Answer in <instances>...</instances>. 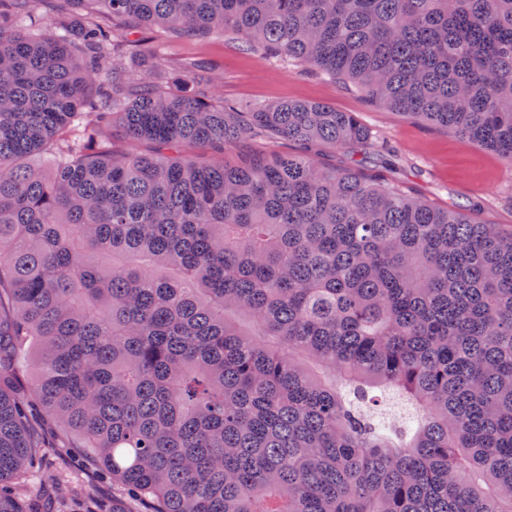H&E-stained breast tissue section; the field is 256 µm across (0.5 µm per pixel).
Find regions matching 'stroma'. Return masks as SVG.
Here are the masks:
<instances>
[{
    "label": "stroma",
    "mask_w": 512,
    "mask_h": 512,
    "mask_svg": "<svg viewBox=\"0 0 512 512\" xmlns=\"http://www.w3.org/2000/svg\"><path fill=\"white\" fill-rule=\"evenodd\" d=\"M164 42L173 60L208 64L217 75L214 92L224 99L244 104L300 99L357 113L361 122L386 142L387 158L396 165L399 177L429 203L439 208L474 203L477 220L512 224L511 160L455 134L367 105L329 79L298 66L278 67L261 52L240 50L223 38L182 40L168 35ZM33 425L47 446L67 447L70 473L96 482L105 499L125 497V488L86 462L80 450L73 448L69 434L50 416L34 414Z\"/></svg>",
    "instance_id": "stroma-1"
}]
</instances>
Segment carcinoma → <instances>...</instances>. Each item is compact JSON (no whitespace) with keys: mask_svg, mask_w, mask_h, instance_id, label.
<instances>
[{"mask_svg":"<svg viewBox=\"0 0 512 512\" xmlns=\"http://www.w3.org/2000/svg\"><path fill=\"white\" fill-rule=\"evenodd\" d=\"M153 27L512 160V0H0V512L67 468L32 401L153 512H512V225L359 169L354 112L131 68ZM256 139L298 150L206 156Z\"/></svg>","mask_w":512,"mask_h":512,"instance_id":"carcinoma-1","label":"carcinoma"}]
</instances>
